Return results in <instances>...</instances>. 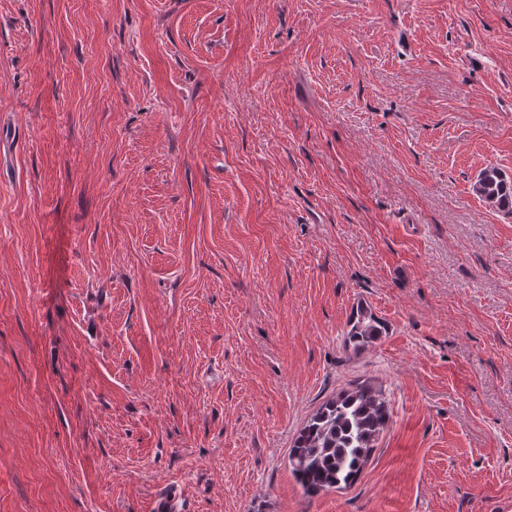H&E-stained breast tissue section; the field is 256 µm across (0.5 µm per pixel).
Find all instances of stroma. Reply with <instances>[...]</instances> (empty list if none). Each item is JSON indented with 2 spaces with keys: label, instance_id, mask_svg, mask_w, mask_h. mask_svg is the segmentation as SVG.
<instances>
[{
  "label": "stroma",
  "instance_id": "stroma-1",
  "mask_svg": "<svg viewBox=\"0 0 512 512\" xmlns=\"http://www.w3.org/2000/svg\"><path fill=\"white\" fill-rule=\"evenodd\" d=\"M491 166L512 0H0V512H512ZM367 379L371 462L305 496ZM345 334V347L357 353L386 334V325L372 311L361 307L353 312ZM390 421L381 385L364 380L325 400L299 430L288 453L305 496L354 484Z\"/></svg>",
  "mask_w": 512,
  "mask_h": 512
}]
</instances>
